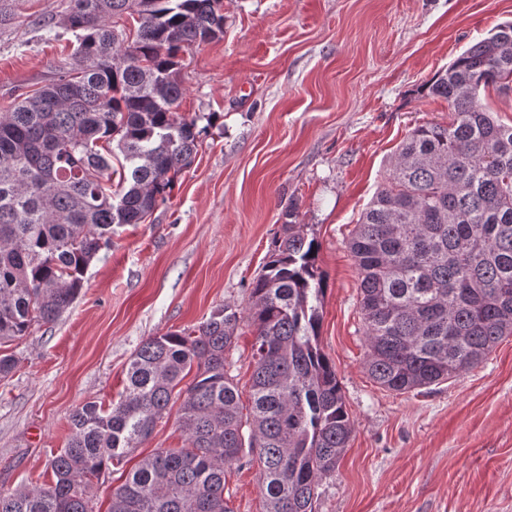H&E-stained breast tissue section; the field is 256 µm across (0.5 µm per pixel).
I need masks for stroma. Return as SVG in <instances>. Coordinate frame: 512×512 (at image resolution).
Here are the masks:
<instances>
[{
	"instance_id": "obj_1",
	"label": "stroma",
	"mask_w": 512,
	"mask_h": 512,
	"mask_svg": "<svg viewBox=\"0 0 512 512\" xmlns=\"http://www.w3.org/2000/svg\"><path fill=\"white\" fill-rule=\"evenodd\" d=\"M0 112L51 82L68 54L69 0H0ZM512 0H224V35L181 53L177 115H214L192 164L144 223L119 228L54 323L0 347V491L43 480L69 416L111 404L149 337L193 328L251 285L286 223L319 245V343L353 433L315 512H512V335L457 380L399 394L369 377L359 277L347 241L415 126L448 121L420 86L498 24ZM254 328L241 320L225 369L241 390ZM180 398L90 493L106 512L143 457L184 447ZM257 463L224 471L232 512H265Z\"/></svg>"
}]
</instances>
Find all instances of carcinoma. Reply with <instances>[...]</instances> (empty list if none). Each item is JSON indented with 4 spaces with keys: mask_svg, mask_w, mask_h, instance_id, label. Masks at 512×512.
Listing matches in <instances>:
<instances>
[{
    "mask_svg": "<svg viewBox=\"0 0 512 512\" xmlns=\"http://www.w3.org/2000/svg\"><path fill=\"white\" fill-rule=\"evenodd\" d=\"M137 16L135 36L111 19ZM70 66L0 113V346L55 322L112 235L139 224L192 162L201 116L177 118L183 48L224 35L223 0H70ZM512 88V22L421 88L446 123L415 127L348 241L360 280L366 368L406 393L458 378L512 335V125L479 92ZM252 282L248 414L224 368L240 312L146 339L118 401L76 408L51 481L0 491V512H93L92 479L152 435L172 395L186 446L143 458L107 512H231L224 468L257 457L266 512H314L353 421L318 343V244L299 224ZM194 378L186 386L181 382Z\"/></svg>",
    "mask_w": 512,
    "mask_h": 512,
    "instance_id": "obj_1",
    "label": "carcinoma"
}]
</instances>
